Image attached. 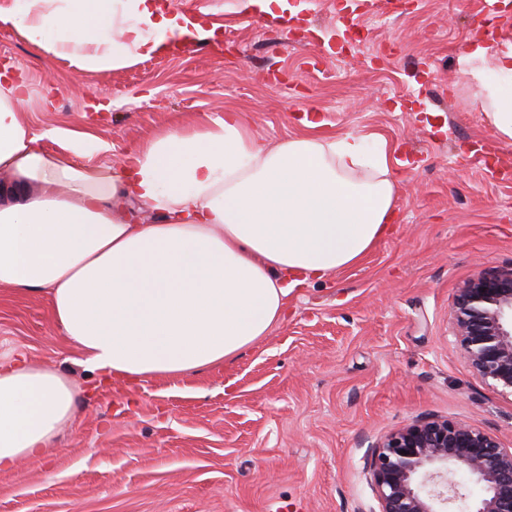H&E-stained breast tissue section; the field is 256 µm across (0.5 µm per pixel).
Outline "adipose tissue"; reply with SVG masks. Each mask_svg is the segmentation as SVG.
Instances as JSON below:
<instances>
[{"instance_id":"obj_1","label":"adipose tissue","mask_w":512,"mask_h":512,"mask_svg":"<svg viewBox=\"0 0 512 512\" xmlns=\"http://www.w3.org/2000/svg\"><path fill=\"white\" fill-rule=\"evenodd\" d=\"M0 23L87 71L164 52L208 33L158 0H20ZM497 136L512 143V43L458 55ZM26 86L0 75V289L45 294L87 371L138 383L224 364L285 318L288 296L359 263L394 230L387 141L305 134L273 144L245 117L170 128L120 169L83 165L92 133L36 132ZM58 141L51 153L45 140ZM161 214L139 224L135 212ZM77 392L23 353L0 356V469L39 463L73 420Z\"/></svg>"}]
</instances>
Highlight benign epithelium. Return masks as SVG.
Masks as SVG:
<instances>
[{
  "mask_svg": "<svg viewBox=\"0 0 512 512\" xmlns=\"http://www.w3.org/2000/svg\"><path fill=\"white\" fill-rule=\"evenodd\" d=\"M451 333L474 373L512 395V269L481 274L457 294ZM463 472L482 488L472 512H512V448L446 419H417L372 447L369 479L378 512H451L466 497Z\"/></svg>",
  "mask_w": 512,
  "mask_h": 512,
  "instance_id": "benign-epithelium-1",
  "label": "benign epithelium"
}]
</instances>
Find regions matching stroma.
I'll return each instance as SVG.
<instances>
[{"mask_svg":"<svg viewBox=\"0 0 512 512\" xmlns=\"http://www.w3.org/2000/svg\"><path fill=\"white\" fill-rule=\"evenodd\" d=\"M213 42L82 71L0 24L26 119L87 130L128 162L131 145L198 118L242 113L270 142L376 135L395 145V233L357 265L295 286L288 317L234 361L187 377L103 385L55 327L42 294L0 290V350L15 347L79 387L75 419L42 460L0 470V512H376L370 448L420 417L463 422L512 448V396L473 372L450 334L460 288L512 267V159L456 62L491 21L512 40V0H171Z\"/></svg>","mask_w":512,"mask_h":512,"instance_id":"35a3bbf8","label":"stroma"}]
</instances>
